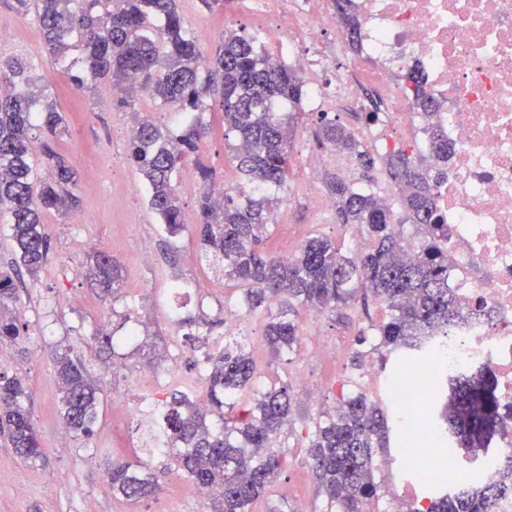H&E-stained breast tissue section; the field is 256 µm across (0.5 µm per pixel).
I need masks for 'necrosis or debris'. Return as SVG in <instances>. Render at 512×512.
<instances>
[{
	"instance_id": "obj_1",
	"label": "necrosis or debris",
	"mask_w": 512,
	"mask_h": 512,
	"mask_svg": "<svg viewBox=\"0 0 512 512\" xmlns=\"http://www.w3.org/2000/svg\"><path fill=\"white\" fill-rule=\"evenodd\" d=\"M265 19L271 62L290 60L306 45L303 79L309 112H371L355 138L384 155L396 144L431 155L434 134L448 138V163L435 189L437 214L448 226V286L464 321L438 345L431 370L462 372L488 365L497 380L503 421L501 455L512 453V0H249ZM352 16L355 32L344 18ZM336 32L334 65L321 36ZM424 76L430 109L418 108L404 76ZM136 403L125 418L160 417V388L203 402L199 377L177 364L135 381Z\"/></svg>"
}]
</instances>
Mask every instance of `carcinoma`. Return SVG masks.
<instances>
[{
    "mask_svg": "<svg viewBox=\"0 0 512 512\" xmlns=\"http://www.w3.org/2000/svg\"><path fill=\"white\" fill-rule=\"evenodd\" d=\"M21 15H34L55 64L79 90L108 82L121 90L112 107L140 113L138 93L160 107L182 114L177 132L136 118L127 159L145 180L150 210L176 235L186 229L175 181L185 157L198 148L210 128L206 112L223 117L224 142L230 160L247 185L260 192L244 198L229 187L204 188L196 217L201 261L218 280L245 287L244 311L266 318L265 341L281 358L295 350L300 330L298 309L347 317L346 310L368 298L388 307V319L371 325L382 357H396L394 369L427 359L462 319L448 288V225L434 207L439 172L425 167L414 153L395 151L382 163L400 186L403 216L374 191L335 175L327 191L336 204L339 224H356L367 237L358 254L345 255L328 237L315 232L289 260L265 250L271 235V199L264 190L283 188L291 170L290 127L293 114L275 112L281 101L301 103L305 83L290 67H268L253 38L226 27L214 54L204 57L199 39L187 30L178 0H3ZM419 106L431 103L424 78L412 69L406 76ZM49 83L19 57L0 56V223L9 225L19 265L0 271V346L18 343L23 324L9 312L18 300L16 281L34 278L46 263L50 240L42 217L47 212L72 215L80 205L77 172L53 147L66 131L61 113L47 102ZM317 139L359 156L366 169L375 158L360 150L352 133L328 113H321ZM49 177L38 179L32 160L34 140ZM420 227L416 255L404 258L400 225ZM86 275L102 295L119 287L120 271L112 256L99 252ZM278 312H272L273 308ZM208 392V407L197 408L176 389L163 392L161 425L166 447H153L145 430L149 455H166L202 491L213 494L212 512H252L282 469L275 449L290 423L288 384L270 385L242 345L206 353L197 362ZM60 412L73 432L89 437L98 421L99 385L84 361L66 350L56 355ZM441 400L431 416L449 437L452 448L474 461L494 454L492 441L501 425L496 381L491 369L446 375ZM396 408L386 409L356 383L338 380L335 405L313 419L307 454L322 493L319 512H367L379 499L375 482L378 451L389 447L390 428L402 433ZM0 437L24 461L43 455L39 433L23 380L0 371ZM141 465L116 459L108 471L112 491L127 499L151 495L156 483ZM512 490L510 483L461 485L405 512H489L491 503Z\"/></svg>",
    "mask_w": 512,
    "mask_h": 512,
    "instance_id": "obj_1",
    "label": "carcinoma"
}]
</instances>
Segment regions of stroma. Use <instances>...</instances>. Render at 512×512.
<instances>
[{"label": "stroma", "instance_id": "obj_1", "mask_svg": "<svg viewBox=\"0 0 512 512\" xmlns=\"http://www.w3.org/2000/svg\"><path fill=\"white\" fill-rule=\"evenodd\" d=\"M179 10L188 29L200 35L205 54L224 27L250 36L261 27L239 0H226L212 11L199 0H181ZM1 55L26 59L50 83V100L67 120V131L56 148L78 171L76 192L85 221L76 224L55 212L45 215L49 259L37 279H25L15 305L19 319L27 325L26 335L18 345L0 346L7 372L23 378L29 389L44 448L42 458L28 463L0 443V512H210L208 496L181 471L168 466L166 458H138L140 435L113 408L118 399L136 401L135 377L169 362L175 319L211 322L214 335L225 336L224 308L236 305L243 294L242 287L214 279L196 259L194 224L202 188H179L187 228L179 236H169L149 210L142 181L126 159L125 132L134 116L113 110L111 86L76 90L45 50L35 19L0 7ZM282 109L294 115L292 169L286 188L270 193L277 205L268 247L276 254L285 247L296 251L317 231L339 248L350 250L348 226L316 210L315 196L324 193L326 177L335 172V165L324 163L311 173L302 163L305 154L322 150L315 136L317 117L289 103ZM203 119L212 124L213 133L184 161V168L211 174L218 186L239 183L224 145L220 113H205ZM143 244L152 255L151 263L139 260ZM99 251L109 252L120 265V288L111 297L101 295L87 276L75 278L69 273L74 264L88 267ZM173 282L181 284L179 294L171 293ZM387 316V308L372 305L352 312L346 321L324 315L321 335L301 337L287 360L274 357L265 345L263 317H252L238 332L264 379L288 382L292 396L290 424L281 439L283 468L267 499L253 504V512H265L271 502L285 512L300 506L317 512L322 499L302 433L318 409L332 403V387L350 375L353 337ZM132 325L141 343L114 349L95 340L99 333L123 336ZM64 349L81 356L102 386L99 420L88 438L63 429L53 357ZM298 372L303 381L295 380ZM116 458L142 461L145 473L157 481L158 491L137 500L114 496L107 472ZM21 472L26 481L19 487L15 481Z\"/></svg>", "mask_w": 512, "mask_h": 512}]
</instances>
